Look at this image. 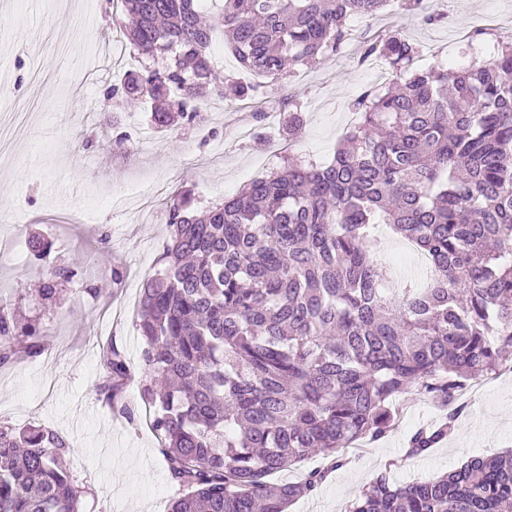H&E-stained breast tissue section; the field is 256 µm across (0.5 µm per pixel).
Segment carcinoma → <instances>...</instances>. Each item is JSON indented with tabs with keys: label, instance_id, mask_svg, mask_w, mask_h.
Masks as SVG:
<instances>
[{
	"label": "carcinoma",
	"instance_id": "1",
	"mask_svg": "<svg viewBox=\"0 0 512 512\" xmlns=\"http://www.w3.org/2000/svg\"><path fill=\"white\" fill-rule=\"evenodd\" d=\"M200 2L121 0L113 27L161 65L106 84L105 103L149 98L156 128L195 127L212 98L260 92L220 75L215 35L247 72L277 81L290 64L338 54L346 21L390 0H224L210 23ZM372 55L399 88L360 95L331 160L289 157L203 213L189 191L167 203L169 235L136 325L143 398L177 486L168 512H288L328 469L296 482L270 475L309 456L344 465L350 445L395 426L413 391L446 411L405 440L406 457L426 456L461 415L458 392L512 368V38L450 73L415 68L422 49L399 33L370 41ZM382 224L426 257L427 279L388 275L372 250ZM29 249L45 267L44 304L67 285L96 294L50 240L32 235ZM46 348L37 323L0 306V366ZM99 367L97 401L134 420L126 353L102 346ZM71 451L50 427L0 423V512H79ZM509 507L512 450L397 486L381 475L348 512Z\"/></svg>",
	"mask_w": 512,
	"mask_h": 512
}]
</instances>
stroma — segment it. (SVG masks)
I'll list each match as a JSON object with an SVG mask.
<instances>
[{
	"label": "stroma",
	"instance_id": "35a3bbf8",
	"mask_svg": "<svg viewBox=\"0 0 512 512\" xmlns=\"http://www.w3.org/2000/svg\"><path fill=\"white\" fill-rule=\"evenodd\" d=\"M113 0H0V208L17 210L19 224L0 229V296L37 320L66 351L19 356L0 368V423L52 426L72 442L68 465L81 493V512H167L176 492L158 440L145 421L141 339L135 311L143 279L152 272L167 233L165 207L179 190L200 205L237 194L252 179L282 165L284 153L315 162L330 159L354 115L353 103L377 89L378 62L363 55L366 36L399 30L423 46L422 62L463 69L497 51L494 33L512 35V0H423L413 11L386 10L354 18L341 52L277 82L249 75L262 99L290 97L302 115L296 135L288 115L272 110L263 138L241 132L249 118L241 103L214 98L204 125L157 130L153 104L106 106V82L140 69L128 40L108 22ZM437 15L428 24L424 15ZM486 33L464 39L476 28ZM128 150L113 149L118 132ZM25 225L53 241L61 257H79L100 293L51 309L39 305L41 266L27 253ZM111 236L102 247L101 233ZM123 271L121 282L111 268ZM122 346L134 368L128 400L133 422L116 418L96 399L98 352L106 339ZM483 396L467 401L448 442L426 457L404 456L407 434L437 424L442 411L411 395L401 422L347 465L334 471L290 512H345L377 476L400 484L451 469L468 457L512 448V374L484 379Z\"/></svg>",
	"mask_w": 512,
	"mask_h": 512
}]
</instances>
